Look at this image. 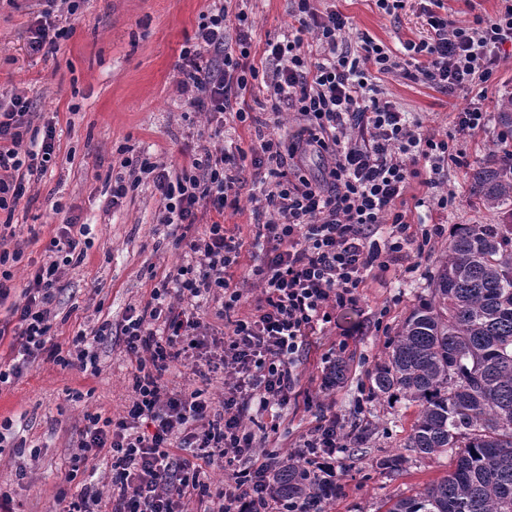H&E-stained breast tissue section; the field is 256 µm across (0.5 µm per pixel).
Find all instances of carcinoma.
Here are the masks:
<instances>
[{
    "instance_id": "obj_1",
    "label": "carcinoma",
    "mask_w": 512,
    "mask_h": 512,
    "mask_svg": "<svg viewBox=\"0 0 512 512\" xmlns=\"http://www.w3.org/2000/svg\"><path fill=\"white\" fill-rule=\"evenodd\" d=\"M471 194L512 217V172L490 161L471 177ZM370 393L416 408L404 447L418 458L454 455L448 475L400 496L386 512H512V224H455L448 254L371 372ZM408 457L379 460L391 473ZM271 489L307 512L341 494L278 468Z\"/></svg>"
}]
</instances>
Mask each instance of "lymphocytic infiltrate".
<instances>
[{
  "label": "lymphocytic infiltrate",
  "instance_id": "obj_1",
  "mask_svg": "<svg viewBox=\"0 0 512 512\" xmlns=\"http://www.w3.org/2000/svg\"><path fill=\"white\" fill-rule=\"evenodd\" d=\"M495 16L475 15L466 26L438 9L441 0H419L425 33L392 52L362 36L352 52L344 35L352 26L338 10L318 11L313 0H294V26L266 39L263 53L274 70L267 73L251 57L253 23L246 12L229 15L227 6L203 13L191 42L179 55L177 87L187 105L207 115L221 135L225 114L251 124L257 143L199 154L177 171L144 157L132 180L116 179L112 205H119L151 176L160 198L161 221L185 263L165 275L149 299L130 308L119 326L104 322L92 332H77L70 350L52 343L57 284L65 266L84 259L81 236L87 227L63 224L50 240L62 254L35 268L21 303L13 304L16 325L0 322V338L12 337L13 356L0 365V385L13 383L39 358L98 373L89 340L119 333L134 367L132 394L119 419L89 414L80 432L83 457L105 451L112 456V493L103 497L91 484L65 500L61 512H183L190 497L205 493L206 469L226 466L224 486L208 512H303L299 500L281 503L270 491L271 474L282 458L260 456V441L246 423L250 409L263 412L287 403L299 378L292 366L310 337L323 333L333 311L356 305L358 290L372 268L403 266L416 273L419 261L444 238L443 224H410L405 192L412 180L432 186L433 175L462 166L456 138L483 128L489 113L480 87L511 58L512 0H501ZM234 27V43L226 29ZM212 59H205V52ZM402 71L447 94L474 90L468 107L457 112L445 137L424 132L391 101L380 98L370 71ZM269 98L249 104L255 88ZM297 112L291 135L264 133L260 111ZM26 98L0 103V211L12 209L25 194L16 172L40 175L55 149V130L46 128L39 151L24 149ZM312 151L328 157L321 175L302 173L297 159ZM260 185L255 197L253 244L262 259L251 270L258 292L253 311L234 312L243 292L234 282L243 242L227 232L224 212L238 209L245 178ZM220 302L223 327L204 323L203 302ZM205 378L224 375V400L213 404L202 390L169 388L164 376L174 365ZM311 433L294 446L290 458L308 476L333 482V462L349 438L334 413L319 408ZM252 461L248 470L235 462Z\"/></svg>",
  "mask_w": 512,
  "mask_h": 512
}]
</instances>
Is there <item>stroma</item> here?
I'll return each mask as SVG.
<instances>
[{"instance_id": "1", "label": "stroma", "mask_w": 512, "mask_h": 512, "mask_svg": "<svg viewBox=\"0 0 512 512\" xmlns=\"http://www.w3.org/2000/svg\"><path fill=\"white\" fill-rule=\"evenodd\" d=\"M292 5V0H230L228 10L255 19L252 50L257 53L266 38L287 32ZM315 5L321 10L336 7L350 18L355 47L362 33L396 50L421 32L410 5L393 16L379 13L373 0H316ZM210 6V0H80L69 19L70 37L57 50L33 54L27 47L28 31L49 11L47 0H0V98L26 97L33 125L56 129L52 164L29 182L14 213L0 212V225L12 222L16 236L11 244L22 251L20 261L9 266L11 292L0 302L1 320H10L12 305L22 301L31 270L50 262L46 246L58 225L72 218L89 225L90 244L84 261L65 268L56 292L54 341L62 348H69L77 331H92L106 320L120 322L129 307L144 303L182 262V250L159 222V196L151 182H142L118 207L108 202L115 179L130 175L124 159L150 154L172 170L188 162L209 134L203 114L190 109L178 92L176 66L200 14ZM377 85L382 97L439 136L450 131L455 113L470 101L467 93L450 96L398 73L381 76ZM508 97L512 63L507 61L488 89L487 125L458 144L465 166L448 169L447 187L460 198L456 207L434 206L442 189L411 182L407 196L428 201L433 221L449 226L512 219L484 208L470 194L473 171L512 151V127L498 110ZM239 192L240 209L225 211L224 226L242 238L241 267L247 270L258 262L251 245V182H244ZM447 249V242H440L412 275L399 266L373 269L358 303L334 311L324 333L312 337L302 353L298 393L275 414L252 416L250 426L263 436L264 453L280 456L315 426L320 401L341 423L367 428L365 445L336 456V480L343 493L330 501L327 512H385L390 499L422 490L451 466L446 455L413 457L401 475L387 474L378 461L402 452L412 412L399 403L361 401L368 375L383 359L391 335L410 309L428 297L430 277ZM92 348L98 355L97 375L39 360L24 377L0 387V421L13 422L12 439L0 447V490L24 512H58V495L72 472L78 481L93 480L102 493L111 491L109 454L97 456V474L89 476L78 443L85 414L115 419L124 414L132 365L119 336ZM329 353L347 361L348 373L342 384L327 390L322 359Z\"/></svg>"}]
</instances>
